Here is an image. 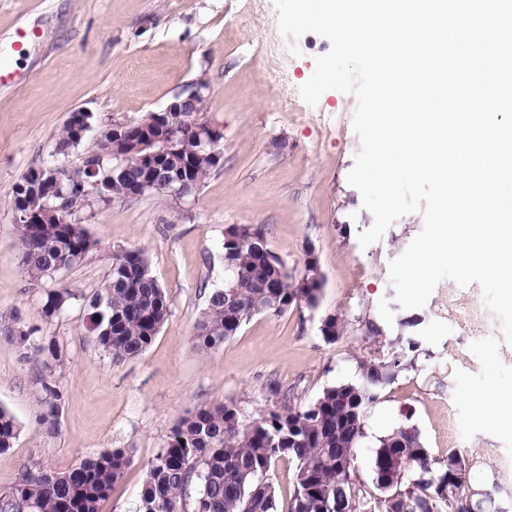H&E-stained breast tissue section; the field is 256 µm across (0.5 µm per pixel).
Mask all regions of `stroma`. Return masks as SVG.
I'll return each instance as SVG.
<instances>
[{
  "label": "stroma",
  "mask_w": 512,
  "mask_h": 512,
  "mask_svg": "<svg viewBox=\"0 0 512 512\" xmlns=\"http://www.w3.org/2000/svg\"><path fill=\"white\" fill-rule=\"evenodd\" d=\"M262 2L242 26L238 17L250 0H0V68L18 77L0 87V312L19 311L65 352L55 369L64 404L55 434L47 435L35 423L42 373L21 363L0 336V406L20 427L13 448L0 453V492L26 468L62 472L122 448L132 464L101 512H135L146 468L178 421L215 402L235 404L248 421L287 394L308 404L325 387L357 378L369 344L356 317L370 311L392 324L404 316L388 266L422 230L423 217L403 216L378 242L360 246L358 234L373 216L347 181L360 149L352 123L357 100L333 89L314 106L299 97L330 43L314 33L285 37L273 0ZM20 29L29 38L17 51L12 43ZM202 74L210 92L201 117L224 133L222 167L185 199L89 201L75 219L95 247L80 266L31 279L20 261L10 200L22 175L49 161L69 114L93 115L82 146L70 152L76 167L103 130L163 109ZM284 86L297 95L287 110ZM232 224L259 227L268 248L295 272L316 256L324 287L318 307L255 316L205 355L194 346V324L207 295L224 285V231ZM131 248L145 250L171 314L143 353L116 364L98 345L81 299L102 287L112 252ZM62 287L80 301L41 319L45 292ZM329 314L348 322L333 343L320 332ZM414 314L421 320L417 368L369 408L356 479L373 487L379 437L412 424L433 456L455 449L469 459L472 491L495 486L499 501L512 503V458L503 443L485 433L463 439L448 421L456 411L453 371L479 372L469 345L501 337L498 318L480 285L451 280Z\"/></svg>",
  "instance_id": "stroma-1"
}]
</instances>
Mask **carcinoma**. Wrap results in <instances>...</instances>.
<instances>
[{
    "instance_id": "cac0c4a2",
    "label": "carcinoma",
    "mask_w": 512,
    "mask_h": 512,
    "mask_svg": "<svg viewBox=\"0 0 512 512\" xmlns=\"http://www.w3.org/2000/svg\"><path fill=\"white\" fill-rule=\"evenodd\" d=\"M124 129L125 136L112 143V150L100 139L86 149L84 165H96L95 173L84 169L75 173L74 183L48 181L31 194L23 192L19 182L11 209L22 206L41 213L49 202L79 186L89 198L103 193L166 199L171 192L151 187L143 159H155L165 170L194 182L196 189L224 159V140L205 144L192 119L184 115L148 125L141 120ZM81 142L72 120H66L53 162L44 170L65 169L69 150ZM114 154L125 158L128 170L114 171L107 165L105 158ZM17 232L22 265L35 280L58 272L60 263L66 269L76 267L96 245L82 225L53 216L40 224H19ZM223 249L227 281L208 295L194 324L193 341L199 350L222 347L256 315H282L302 302L318 306L323 281L315 265L309 261L304 273L295 274L266 246L259 228L229 226ZM80 299L69 288L50 290L40 316L49 320ZM85 306L99 345L114 363L145 351L170 316L165 290L142 249L112 254L105 283ZM358 323L376 349L359 361L356 381L326 387L304 407L284 398L250 423L235 405L219 402L198 408L172 428L165 448L149 463L137 512H461L467 501L481 512L478 505L494 504L491 494L478 499L471 491L468 459L455 450L433 456L414 425H401L378 439L377 502L353 479L355 449L366 437L368 409L386 386L417 369L420 351L413 334L419 319L414 316L399 319L395 330L371 314ZM0 329L23 362L46 371L36 423L44 432L55 433L64 393L52 370L64 360L63 347L53 337L35 336L38 328L27 325L17 311L0 314ZM346 329V321L334 314L320 326L328 342L337 341ZM17 435L16 420L0 407V453L12 447ZM283 457L295 462L294 489L289 504L279 511L268 473ZM131 464L130 453L117 448L87 456L62 472L29 469L0 493V512H101Z\"/></svg>"
}]
</instances>
